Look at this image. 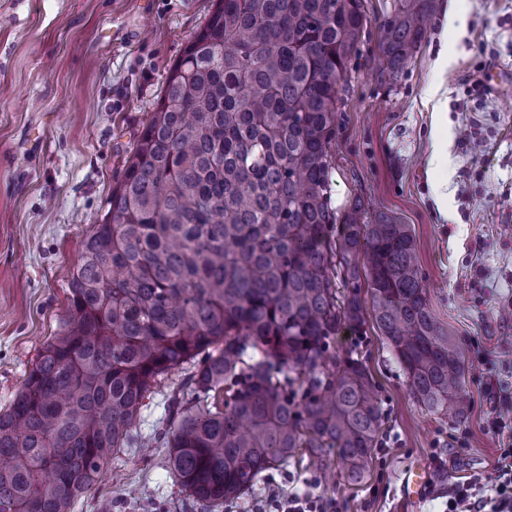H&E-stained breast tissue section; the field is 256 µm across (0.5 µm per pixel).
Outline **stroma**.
<instances>
[{
  "instance_id": "1",
  "label": "stroma",
  "mask_w": 512,
  "mask_h": 512,
  "mask_svg": "<svg viewBox=\"0 0 512 512\" xmlns=\"http://www.w3.org/2000/svg\"><path fill=\"white\" fill-rule=\"evenodd\" d=\"M464 33L431 28L397 80L377 62L394 0H364L366 24L336 116L331 201L361 198L369 217L409 225L430 306L466 348L464 422L428 414L373 325L343 336L359 347L386 420L363 482L316 481L294 462L272 471L226 512H282L307 489L345 512H407L402 474L427 471L416 512H444L467 476L497 482L500 452L488 386L512 387V0H457ZM213 0H0V410L68 314V287L84 236L107 212L138 133L170 66ZM450 61L438 66L440 52ZM502 74L476 93L474 78ZM163 452L126 448L104 484L73 512H206L164 469Z\"/></svg>"
}]
</instances>
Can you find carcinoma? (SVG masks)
<instances>
[{
    "label": "carcinoma",
    "instance_id": "carcinoma-1",
    "mask_svg": "<svg viewBox=\"0 0 512 512\" xmlns=\"http://www.w3.org/2000/svg\"><path fill=\"white\" fill-rule=\"evenodd\" d=\"M432 13L397 0L379 43L389 75ZM364 22L362 0H215L82 240L63 329L0 410V512H72L125 448L166 449L207 512L296 459L326 486L334 457L362 480L385 410L336 339L368 314L412 398L464 417L465 349L430 308L409 226L331 204ZM177 371L154 433L134 431Z\"/></svg>",
    "mask_w": 512,
    "mask_h": 512
}]
</instances>
